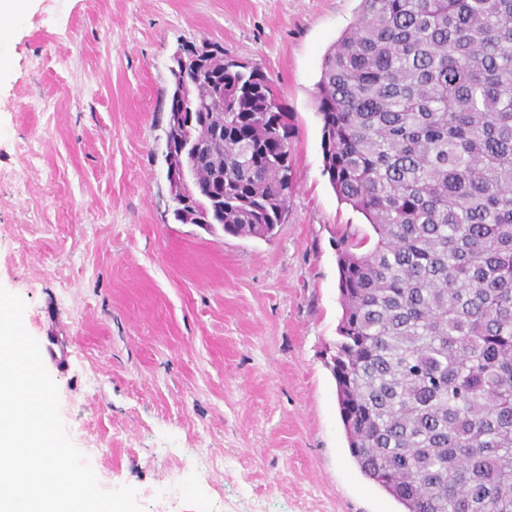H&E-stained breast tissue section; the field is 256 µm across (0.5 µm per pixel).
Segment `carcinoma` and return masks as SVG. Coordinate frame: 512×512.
Segmentation results:
<instances>
[{
	"label": "carcinoma",
	"instance_id": "cac0c4a2",
	"mask_svg": "<svg viewBox=\"0 0 512 512\" xmlns=\"http://www.w3.org/2000/svg\"><path fill=\"white\" fill-rule=\"evenodd\" d=\"M316 99L331 185L376 235L336 241L349 455L402 512H512V0H361ZM168 111L202 137L224 113L204 202L271 238L290 126L267 75L224 54Z\"/></svg>",
	"mask_w": 512,
	"mask_h": 512
}]
</instances>
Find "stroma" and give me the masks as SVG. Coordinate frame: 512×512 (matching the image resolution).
Returning a JSON list of instances; mask_svg holds the SVG:
<instances>
[{
	"mask_svg": "<svg viewBox=\"0 0 512 512\" xmlns=\"http://www.w3.org/2000/svg\"><path fill=\"white\" fill-rule=\"evenodd\" d=\"M360 0H27L0 55V286L113 486L172 472L177 512H399L351 460L325 361L334 241L373 230L324 171L316 84ZM209 40L288 114L292 194L272 238L173 216L169 67ZM224 468L212 471L210 461Z\"/></svg>",
	"mask_w": 512,
	"mask_h": 512,
	"instance_id": "obj_1",
	"label": "stroma"
}]
</instances>
